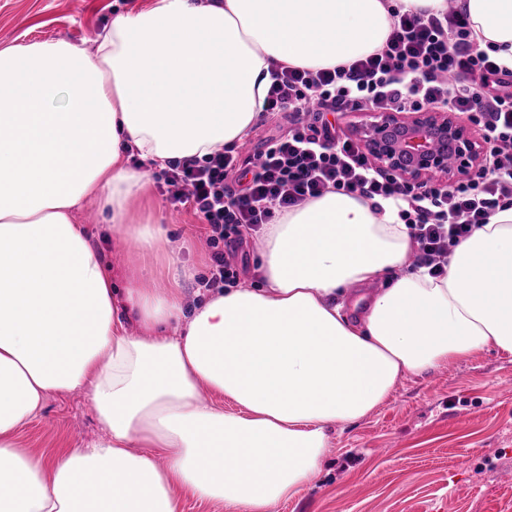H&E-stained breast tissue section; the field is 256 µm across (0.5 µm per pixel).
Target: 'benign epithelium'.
<instances>
[{
  "label": "benign epithelium",
  "instance_id": "7a95c632",
  "mask_svg": "<svg viewBox=\"0 0 512 512\" xmlns=\"http://www.w3.org/2000/svg\"><path fill=\"white\" fill-rule=\"evenodd\" d=\"M362 132L376 168L408 185L437 174L465 175L483 151L461 117L450 112H373Z\"/></svg>",
  "mask_w": 512,
  "mask_h": 512
}]
</instances>
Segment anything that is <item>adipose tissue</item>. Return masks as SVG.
Here are the masks:
<instances>
[{
	"mask_svg": "<svg viewBox=\"0 0 512 512\" xmlns=\"http://www.w3.org/2000/svg\"><path fill=\"white\" fill-rule=\"evenodd\" d=\"M447 5L152 0L113 19L92 54L63 39L0 50V512H178L182 491L275 512L321 471L336 423L367 417L407 376L512 355V206L434 278L410 263L399 199L329 191L264 226V287L194 308L167 230L130 209L145 174L128 147L163 169L236 146L273 65L354 61L386 42L394 13ZM457 7L512 67V0ZM91 197L118 240L165 256L164 276L138 265L114 288L76 222ZM384 278L358 303L357 287ZM76 389L103 438L50 460L19 448L47 394Z\"/></svg>",
	"mask_w": 512,
	"mask_h": 512,
	"instance_id": "ef3b65f1",
	"label": "adipose tissue"
}]
</instances>
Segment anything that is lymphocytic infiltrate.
<instances>
[{
  "label": "lymphocytic infiltrate",
  "mask_w": 512,
  "mask_h": 512,
  "mask_svg": "<svg viewBox=\"0 0 512 512\" xmlns=\"http://www.w3.org/2000/svg\"><path fill=\"white\" fill-rule=\"evenodd\" d=\"M271 79L265 109L287 112L286 135L251 156L228 150L176 160L164 175L170 201L191 205L206 223L212 253L205 287L237 282L239 248L276 213L332 190L402 200L416 262L434 275L445 272L472 228L512 205V69L478 48L455 8L428 17L394 14L384 46L366 57L317 70L281 64ZM365 107L467 116L482 133L489 165L446 189L402 190L378 172L360 141L341 136L328 119Z\"/></svg>",
  "instance_id": "1"
}]
</instances>
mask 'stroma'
Returning a JSON list of instances; mask_svg holds the SVG:
<instances>
[{
	"label": "stroma",
	"instance_id": "stroma-1",
	"mask_svg": "<svg viewBox=\"0 0 512 512\" xmlns=\"http://www.w3.org/2000/svg\"><path fill=\"white\" fill-rule=\"evenodd\" d=\"M150 0H0V49L32 40L64 39L93 51L118 15ZM158 171L132 203L141 220L162 219L181 259L193 265L188 302L201 299L210 274L202 219L173 210ZM109 267L136 260L134 247L112 239L97 200L78 215ZM512 356L486 350L471 359L406 377L368 417L336 423L321 471L277 512H512ZM100 435L78 390L49 394L18 434V444L43 460L86 447Z\"/></svg>",
	"mask_w": 512,
	"mask_h": 512
}]
</instances>
